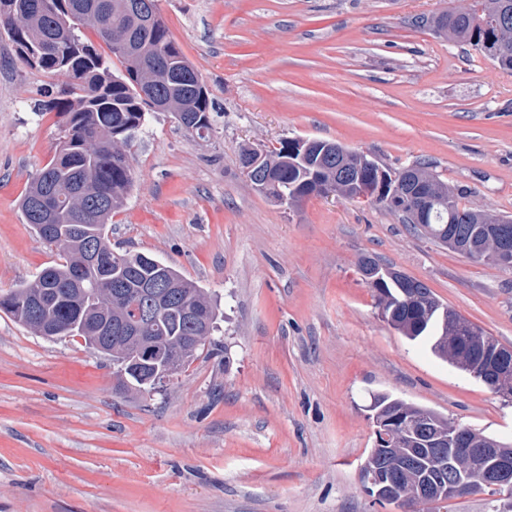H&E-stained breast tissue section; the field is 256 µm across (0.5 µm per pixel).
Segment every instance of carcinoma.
Returning <instances> with one entry per match:
<instances>
[{
	"instance_id": "obj_1",
	"label": "carcinoma",
	"mask_w": 512,
	"mask_h": 512,
	"mask_svg": "<svg viewBox=\"0 0 512 512\" xmlns=\"http://www.w3.org/2000/svg\"><path fill=\"white\" fill-rule=\"evenodd\" d=\"M434 29L512 73V0H475L466 10L443 12L432 20ZM96 31L107 46L123 44L116 58L124 70L112 71L111 62L77 34L80 28ZM0 31L13 43L24 63L52 78L66 80L69 96L43 104L42 111L60 117L59 137L52 159L27 184L20 200L23 223L45 243L56 247L65 262L41 271L0 295V311L37 336L47 326L68 328L66 335L83 338L90 350L112 358L122 388L141 392L153 368L131 360L137 337L149 336L165 351L182 352L178 370L197 356L200 327L183 317L182 306L196 307L214 335L221 314L207 291L176 267L143 252L112 251L107 224L121 210L134 185L131 142L149 112H170L193 138L205 140L213 131L207 88L171 36L158 12L157 0H0ZM301 143L288 139L263 155L262 171L273 176L275 196L297 204L321 195L320 186L336 183L339 165L362 166L365 154L345 150L343 157L323 152L325 139H310L308 165L289 162V150ZM412 179L419 193L435 201L426 224H412L405 214L409 203L383 197L376 202L401 217L403 223L440 246L480 260L467 251L485 245L476 230L485 224H510L512 217L492 214L461 204L462 193L416 162L394 172L395 180ZM94 248L110 259L90 264L74 278L77 254ZM382 318L412 343H423L442 361L469 372L472 356L490 350L498 340L459 316L448 318L442 303L421 281L393 266L364 255L359 261ZM161 282L168 287L159 316L138 327L129 324L133 300L142 286ZM480 382L493 394L512 402V382L497 383L486 376ZM370 411L375 423L403 413L417 419L413 435L389 443L375 442L361 466V476L375 475L401 488L426 486L443 493L448 468L436 465L437 453L455 447L454 434L465 433L479 443L483 432L448 421L441 414L390 393H376ZM441 435L450 447L435 448L428 440ZM487 464H464L466 479L476 491L491 496L499 491L486 481Z\"/></svg>"
}]
</instances>
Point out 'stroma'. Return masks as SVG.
Segmentation results:
<instances>
[{"mask_svg": "<svg viewBox=\"0 0 512 512\" xmlns=\"http://www.w3.org/2000/svg\"><path fill=\"white\" fill-rule=\"evenodd\" d=\"M473 0H158L212 104L209 139L151 112L115 252L177 266L220 329L163 388L131 394L78 336L0 312V512H401L362 486L370 396L512 440V404L408 343L358 269L372 255L512 346V268L468 259L369 200L281 205L242 147L333 140L398 169L429 161L463 205L512 215V74L437 36ZM49 76L0 35V293L63 256L18 200L54 154Z\"/></svg>", "mask_w": 512, "mask_h": 512, "instance_id": "35a3bbf8", "label": "stroma"}]
</instances>
